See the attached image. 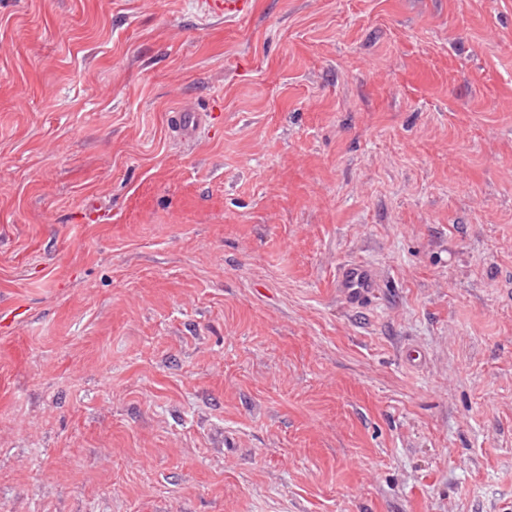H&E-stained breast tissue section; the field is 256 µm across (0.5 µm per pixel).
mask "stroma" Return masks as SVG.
<instances>
[{"label": "stroma", "mask_w": 512, "mask_h": 512, "mask_svg": "<svg viewBox=\"0 0 512 512\" xmlns=\"http://www.w3.org/2000/svg\"><path fill=\"white\" fill-rule=\"evenodd\" d=\"M0 512H512V0H0ZM212 116L207 112H197L190 107H182L173 116L180 138L187 142L195 141L201 130H205ZM376 288L373 270L363 263L346 265L337 281V292L350 305H359Z\"/></svg>", "instance_id": "stroma-1"}]
</instances>
